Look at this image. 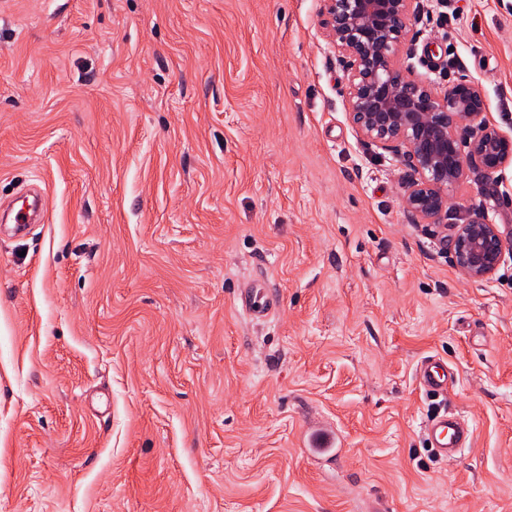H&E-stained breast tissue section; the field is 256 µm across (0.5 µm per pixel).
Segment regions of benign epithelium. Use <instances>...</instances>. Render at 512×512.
I'll return each instance as SVG.
<instances>
[{
  "label": "benign epithelium",
  "mask_w": 512,
  "mask_h": 512,
  "mask_svg": "<svg viewBox=\"0 0 512 512\" xmlns=\"http://www.w3.org/2000/svg\"><path fill=\"white\" fill-rule=\"evenodd\" d=\"M418 0H324L321 27L348 59L349 118L358 136L400 154L414 173L404 206L415 224L448 215L466 168L495 172L512 164V136L486 117L482 89L471 80L439 92L401 64L408 17ZM471 136L464 141L458 130ZM454 263L469 280L492 275L512 234L470 219L449 239Z\"/></svg>",
  "instance_id": "7a95c632"
}]
</instances>
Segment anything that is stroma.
Listing matches in <instances>:
<instances>
[{
    "instance_id": "obj_1",
    "label": "stroma",
    "mask_w": 512,
    "mask_h": 512,
    "mask_svg": "<svg viewBox=\"0 0 512 512\" xmlns=\"http://www.w3.org/2000/svg\"><path fill=\"white\" fill-rule=\"evenodd\" d=\"M322 8L0 0V203L47 198L0 232V512H512V255L468 280L410 222ZM407 29L420 78L512 133V0ZM468 218L512 225V166L466 170ZM443 406L474 429L448 461ZM29 196H32V203L28 208L25 209L24 206L17 210L14 209V206L8 208L9 213L13 215L14 227L12 231L17 236H24L28 233L30 228L28 223L31 220L32 213L43 207V199L38 191L31 192L26 198ZM415 376L420 389L427 394H447L456 381L454 370L435 357L419 361ZM422 432L436 455L443 459L454 458L474 441V430L463 416L437 413L422 425Z\"/></svg>"
}]
</instances>
